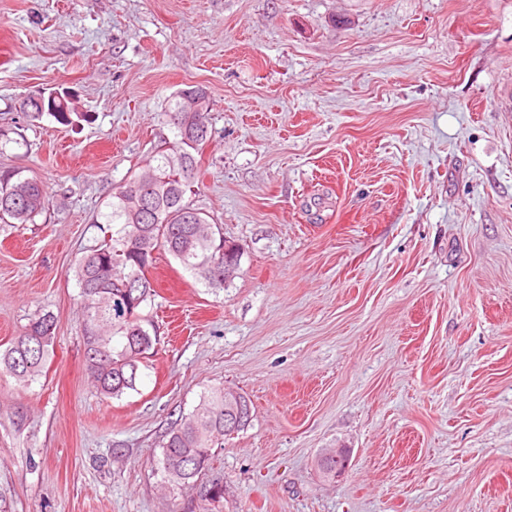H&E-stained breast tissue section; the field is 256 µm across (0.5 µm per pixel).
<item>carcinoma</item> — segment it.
Returning <instances> with one entry per match:
<instances>
[{
	"label": "carcinoma",
	"instance_id": "carcinoma-1",
	"mask_svg": "<svg viewBox=\"0 0 512 512\" xmlns=\"http://www.w3.org/2000/svg\"><path fill=\"white\" fill-rule=\"evenodd\" d=\"M188 91L200 94L199 110L186 108L183 89L170 97L164 115L176 129L178 140L157 151L145 170L115 188L102 213L105 223L112 225V236L92 249L76 270L84 300L87 369L105 399H118L135 389L139 364L155 350L156 334L145 326L147 320L140 313L154 296L145 275L154 260L152 253L164 251L208 286L224 287L222 227L186 199L198 183L195 153L212 136L207 126L209 93L200 86ZM23 111L46 113L71 127L84 118L67 95L45 97L40 105L30 102ZM48 204L42 180L24 177L14 169L0 170L1 222L32 224ZM132 278L143 282L133 292L134 305L127 302L125 287ZM55 327V317L45 313L0 353V365L19 384L27 386L42 373ZM224 436V388L217 387L201 395L194 409L173 423L158 460L166 488L180 490L206 475L212 448Z\"/></svg>",
	"mask_w": 512,
	"mask_h": 512
}]
</instances>
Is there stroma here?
Here are the masks:
<instances>
[{
	"label": "stroma",
	"mask_w": 512,
	"mask_h": 512,
	"mask_svg": "<svg viewBox=\"0 0 512 512\" xmlns=\"http://www.w3.org/2000/svg\"><path fill=\"white\" fill-rule=\"evenodd\" d=\"M511 77L512 0H0V167L49 192L0 223V352L56 319L37 380L0 368V512H204L156 463L220 386L253 408L205 475L219 512H512ZM192 86L212 137L190 200L239 274L158 253V344L106 399L75 268ZM63 89L77 127L19 109Z\"/></svg>",
	"instance_id": "1"
}]
</instances>
